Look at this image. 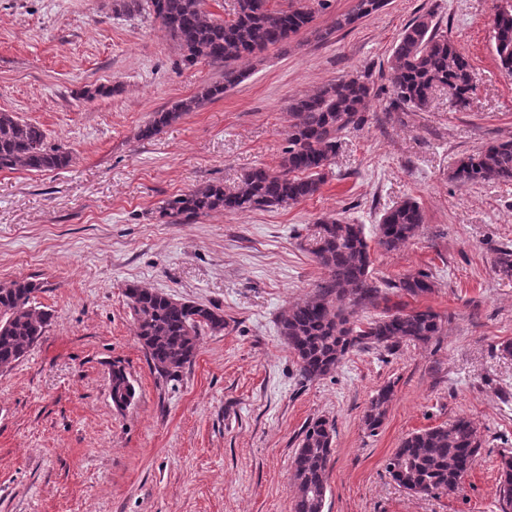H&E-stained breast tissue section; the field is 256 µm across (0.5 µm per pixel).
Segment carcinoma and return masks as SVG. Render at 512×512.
I'll return each instance as SVG.
<instances>
[{
    "mask_svg": "<svg viewBox=\"0 0 512 512\" xmlns=\"http://www.w3.org/2000/svg\"><path fill=\"white\" fill-rule=\"evenodd\" d=\"M377 0H354L352 8L336 16L318 33L325 40L333 33L378 11ZM206 0H119L120 10L145 12L164 27L188 65L200 62L224 65V80L205 85L200 93L164 112H155L140 131L150 139L205 102L244 79L234 63L270 47L283 46L291 35L309 27L327 0H235L232 17L221 19L205 8ZM494 42L500 65L512 73V12L498 14ZM389 81L394 101L423 109L434 88L443 87L466 108L473 91L467 59L448 35L439 31L430 13L413 18L396 42L389 61ZM371 86L362 77L336 80L316 93L292 100L294 121L288 129V146L280 169L262 167L246 172L238 187L225 191L221 183H208L176 194L160 210L168 224H181L214 211H246L297 204L320 192L325 170L341 135L364 121ZM68 151L50 147L36 124L0 112V171L24 169L52 171L67 167ZM452 179L461 185L496 181L512 184V140L483 147L456 161ZM424 214L411 200L386 212L378 224L376 244L393 251L415 237ZM313 254L325 276L312 296L301 300L279 318L280 335L297 358L306 380L331 373L356 349L393 350L399 343L427 345L439 335L442 320L427 307H384L374 318L362 321L357 312L377 308L387 292L372 276L371 248L361 225L339 218L322 222ZM397 293L417 298L432 292L425 273L406 275L387 284ZM41 285L16 278L0 285V371L12 368L43 336L52 314L34 302ZM135 335L157 374L177 380L197 356L205 331L224 330V313L212 304L176 298L138 285L126 288ZM112 403L129 406L135 388L124 367L114 364L110 373ZM390 388L377 393L364 415L368 429L383 423ZM335 424L319 419L304 431L294 456L293 512H323L328 471L333 453ZM482 443L471 423L459 418L448 426L416 431L405 437L388 459L386 469L405 490L415 495L456 492L463 477L475 466ZM498 497L502 512L512 509V455L502 454Z\"/></svg>",
    "mask_w": 512,
    "mask_h": 512,
    "instance_id": "1",
    "label": "carcinoma"
}]
</instances>
